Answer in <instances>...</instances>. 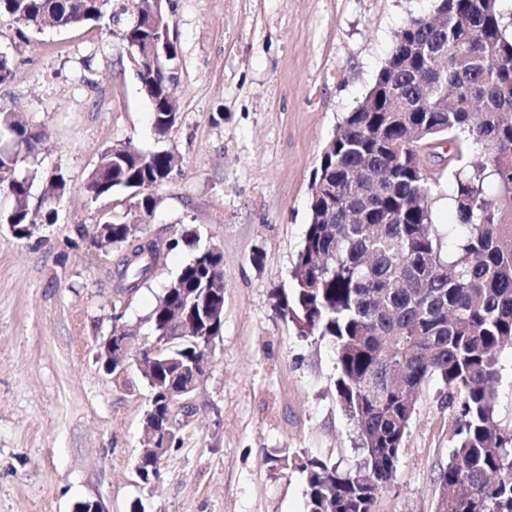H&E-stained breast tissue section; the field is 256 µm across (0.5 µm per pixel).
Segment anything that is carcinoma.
Here are the masks:
<instances>
[{"label": "carcinoma", "instance_id": "obj_1", "mask_svg": "<svg viewBox=\"0 0 512 512\" xmlns=\"http://www.w3.org/2000/svg\"><path fill=\"white\" fill-rule=\"evenodd\" d=\"M0 0L7 14L27 29L70 28L98 23L107 30L132 12L121 38L130 49L170 30L164 4L159 15L149 0ZM502 0H436L440 23L415 17L397 33L390 55L363 101L342 122L340 147L324 153L313 172L320 190L310 200V221L292 269L293 298H276V310L299 335L319 336L334 346L337 396L357 423L366 462L342 473L319 458L301 464L307 475L308 512H374L393 481L403 439L415 411L414 395L436 377L457 404L462 422L448 465L439 475L445 488L437 512H512V427L498 420L495 384L498 356L512 349V37L502 24ZM177 56L135 57L141 90L162 136L177 120ZM427 129L453 155L470 156L450 186L456 221L448 225V250L432 221L430 177L407 125ZM0 168L11 183L0 191L12 201L6 223H31V187L37 171L27 167L44 137L0 108ZM174 154L143 152L131 144L105 149L83 185L93 199L130 192L133 208L154 210L153 190L172 172ZM494 182L493 195L486 185ZM61 173L43 187L51 204ZM125 250L123 276L144 251L160 255L127 222L109 234L95 230L94 244ZM223 265L215 247L197 251L182 267L151 312L153 329L168 328V313L180 307L202 321L205 288L213 268ZM196 355L181 343L158 356L159 373L143 374L150 403L167 414L162 393L165 364Z\"/></svg>", "mask_w": 512, "mask_h": 512}]
</instances>
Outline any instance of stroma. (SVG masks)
Returning a JSON list of instances; mask_svg holds the SVG:
<instances>
[{"mask_svg": "<svg viewBox=\"0 0 512 512\" xmlns=\"http://www.w3.org/2000/svg\"><path fill=\"white\" fill-rule=\"evenodd\" d=\"M178 120L164 138L119 32L23 28L0 17L11 69L0 107L47 133L31 189L64 173L55 215L28 239L0 228V512H307L301 459L359 468L357 426L336 393L327 341L298 336L275 310L309 222L312 173L344 117L372 87L400 28L435 0H166ZM180 159L154 190L144 236L159 265L117 297L119 251L95 227L125 220L126 193L91 199L82 185L108 146ZM457 162L429 164L440 234ZM195 231V239L185 231ZM224 254V325L209 373L180 417L179 448L160 478L136 474L149 387L97 353L114 321L153 345L149 315L197 246ZM460 414L439 379L417 395L396 476L375 512H436L438 475Z\"/></svg>", "mask_w": 512, "mask_h": 512, "instance_id": "1", "label": "stroma"}]
</instances>
